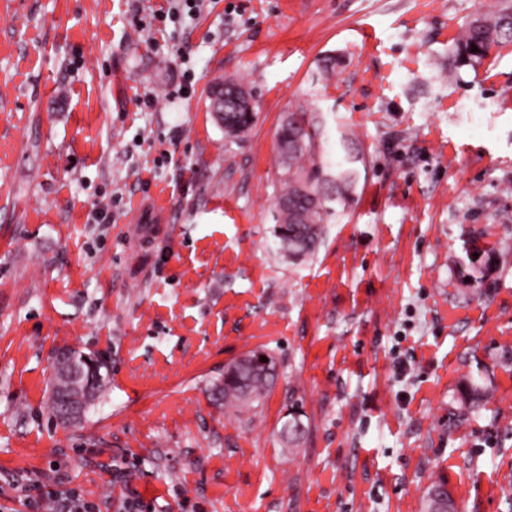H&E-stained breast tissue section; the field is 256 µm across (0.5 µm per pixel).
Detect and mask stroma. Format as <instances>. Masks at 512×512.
Listing matches in <instances>:
<instances>
[{
	"mask_svg": "<svg viewBox=\"0 0 512 512\" xmlns=\"http://www.w3.org/2000/svg\"><path fill=\"white\" fill-rule=\"evenodd\" d=\"M509 3L0 0V512H29L26 480L92 512H423L437 482L512 512V42L454 56ZM221 77L254 98L237 138L206 109ZM299 104L319 154L359 159L295 263L276 131ZM63 348L107 374L67 424ZM256 349L274 387L225 407L214 383Z\"/></svg>",
	"mask_w": 512,
	"mask_h": 512,
	"instance_id": "obj_1",
	"label": "stroma"
}]
</instances>
